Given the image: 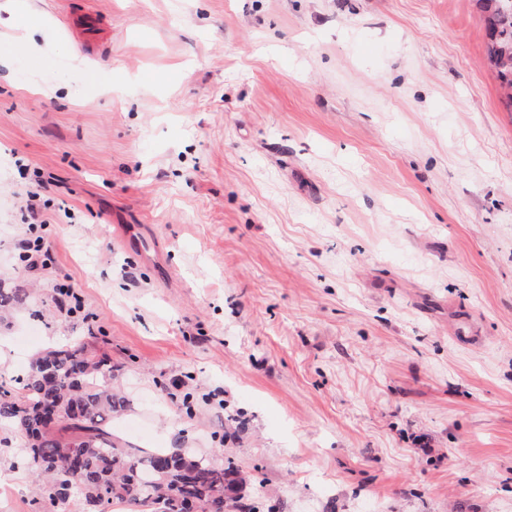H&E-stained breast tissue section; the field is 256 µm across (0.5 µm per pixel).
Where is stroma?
<instances>
[{
	"instance_id": "35a3bbf8",
	"label": "stroma",
	"mask_w": 512,
	"mask_h": 512,
	"mask_svg": "<svg viewBox=\"0 0 512 512\" xmlns=\"http://www.w3.org/2000/svg\"><path fill=\"white\" fill-rule=\"evenodd\" d=\"M486 44L480 0H0V279L26 292L0 383L85 343L129 400L114 437L223 448L281 512H512ZM21 163L46 269L17 258ZM22 444L0 426V512H36Z\"/></svg>"
}]
</instances>
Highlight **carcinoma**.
I'll list each match as a JSON object with an SVG mask.
<instances>
[{
    "mask_svg": "<svg viewBox=\"0 0 512 512\" xmlns=\"http://www.w3.org/2000/svg\"><path fill=\"white\" fill-rule=\"evenodd\" d=\"M487 57L512 110V0H485ZM24 303L23 290L0 284V323ZM117 367L85 345L50 347L35 354L15 379L21 392L0 385V425L24 437L20 461L39 481L40 499L54 507L78 496L93 512L117 502L137 512H181L193 499L200 512H244L237 494L243 478L221 454L191 448H126L112 440L109 423L125 411L112 390Z\"/></svg>",
    "mask_w": 512,
    "mask_h": 512,
    "instance_id": "cac0c4a2",
    "label": "carcinoma"
}]
</instances>
